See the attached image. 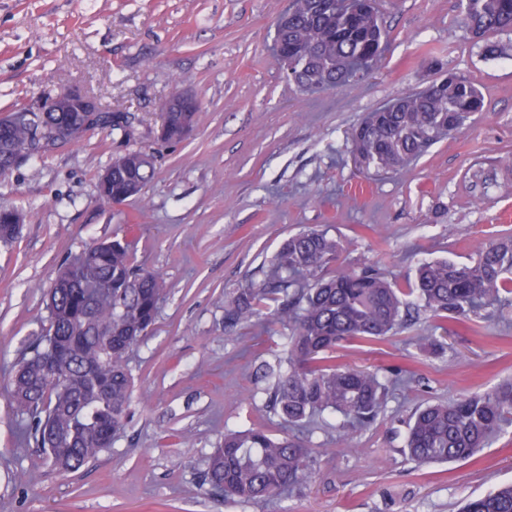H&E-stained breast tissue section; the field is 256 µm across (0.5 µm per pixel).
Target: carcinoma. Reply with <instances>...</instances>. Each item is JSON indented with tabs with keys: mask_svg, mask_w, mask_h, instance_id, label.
<instances>
[{
	"mask_svg": "<svg viewBox=\"0 0 512 512\" xmlns=\"http://www.w3.org/2000/svg\"><path fill=\"white\" fill-rule=\"evenodd\" d=\"M468 34L483 39L512 32V0H467ZM283 64L303 92L339 89L369 75L382 61L387 35L374 0H288L276 22ZM474 80L446 72L431 90L413 91L368 113L352 131V158L362 172L397 174L434 145L470 124L483 111ZM199 112L161 113L162 138L180 142L194 130ZM66 113L29 112L23 105L0 122V168L19 158L41 157L57 145ZM97 126L132 135L128 117L101 111ZM112 162L106 195L122 204L141 195L154 175L152 156L130 150ZM0 208V242L19 234ZM342 244L325 230L286 238L265 279L240 288L224 303V326L253 325L267 300L288 334L284 356L266 365L273 378L269 402L295 438L274 437L262 427L227 431L206 461L213 491L241 503L289 494L312 477V449L302 435L324 414L342 418L346 443L377 419L391 388L402 381L375 370L336 363L330 353L343 342L380 341L400 329L409 313H429L440 329L452 319L485 320L512 296V236L480 248L471 262L448 259L419 264L405 284L372 269L340 263ZM164 277L134 265L127 237L101 240L64 262L47 291L50 323L45 336L12 369V402L30 415L26 441L48 451L55 469L70 474L112 447L130 415L134 379L130 352L155 323ZM512 427V381L491 392L471 393L417 410L405 448L417 464L462 461ZM462 512H512V484L468 502Z\"/></svg>",
	"mask_w": 512,
	"mask_h": 512,
	"instance_id": "1",
	"label": "carcinoma"
}]
</instances>
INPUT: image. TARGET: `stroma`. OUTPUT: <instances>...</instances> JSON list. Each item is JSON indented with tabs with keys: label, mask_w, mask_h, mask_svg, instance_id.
I'll return each mask as SVG.
<instances>
[{
	"label": "stroma",
	"mask_w": 512,
	"mask_h": 512,
	"mask_svg": "<svg viewBox=\"0 0 512 512\" xmlns=\"http://www.w3.org/2000/svg\"><path fill=\"white\" fill-rule=\"evenodd\" d=\"M285 5L0 0V117L80 89L127 115L134 131L93 129L0 176V207L23 219L19 237L0 243V512H457L512 482V428L463 461L421 467L404 448L418 406L512 378V304L492 321L449 322L440 355L418 345L430 324L424 313L384 341L337 347V363L400 368L411 381L352 447L316 423L307 437L314 477L299 491L228 503L205 480L225 430L282 431L263 365L280 354L286 331L270 318L261 330L227 329L224 301L262 281L286 236L328 231L344 265L401 280L425 260L470 261L512 233V33L495 35L508 54L491 60L466 32L458 0H378L385 60L345 88L306 94L270 50ZM442 69L479 85L483 112L409 169L360 174L350 130ZM182 90L200 101L198 125L181 142H161L160 105ZM128 149L152 153L155 176L141 198L105 204L100 177ZM129 224L136 265L161 272L167 292L130 354L134 400L123 434L63 476L21 440L28 417L7 395L9 371L48 325L42 290L59 265ZM18 470L26 483L14 481Z\"/></svg>",
	"instance_id": "stroma-1"
}]
</instances>
